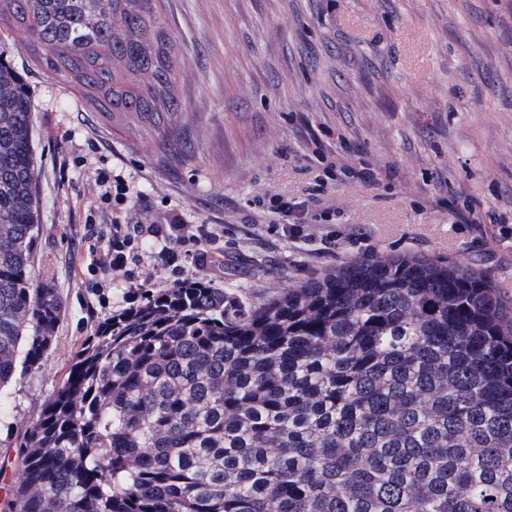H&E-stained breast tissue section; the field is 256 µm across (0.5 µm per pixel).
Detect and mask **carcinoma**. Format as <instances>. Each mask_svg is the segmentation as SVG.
Wrapping results in <instances>:
<instances>
[{
	"label": "carcinoma",
	"instance_id": "1",
	"mask_svg": "<svg viewBox=\"0 0 512 512\" xmlns=\"http://www.w3.org/2000/svg\"><path fill=\"white\" fill-rule=\"evenodd\" d=\"M93 112L180 111L161 0H0V30ZM26 80L0 51V512H512V300L438 255L370 254L247 302L139 288L21 432L5 389L63 301L38 237Z\"/></svg>",
	"mask_w": 512,
	"mask_h": 512
}]
</instances>
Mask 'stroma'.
I'll return each mask as SVG.
<instances>
[{"instance_id": "stroma-1", "label": "stroma", "mask_w": 512, "mask_h": 512, "mask_svg": "<svg viewBox=\"0 0 512 512\" xmlns=\"http://www.w3.org/2000/svg\"><path fill=\"white\" fill-rule=\"evenodd\" d=\"M182 110H86L69 79L5 44L34 102L37 280L64 301L39 369L14 381L21 428L85 336L134 288L205 279L253 301L363 253L465 259L512 299V0H163ZM370 168L374 184L350 178ZM129 189L133 262L88 272L85 224H108L99 172ZM328 173L323 192L314 178ZM308 201L288 229L260 200ZM471 205L473 224L459 210ZM205 227L186 256L179 238Z\"/></svg>"}]
</instances>
